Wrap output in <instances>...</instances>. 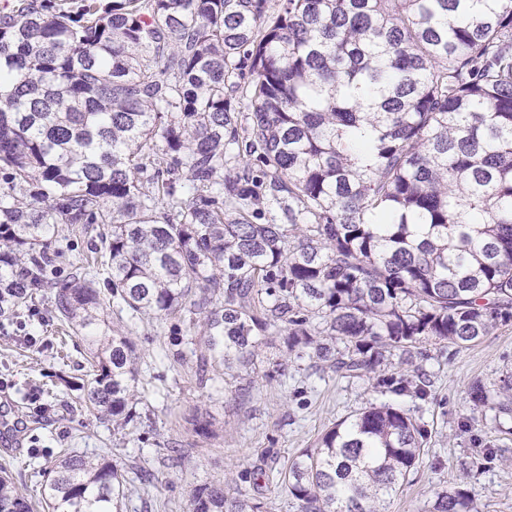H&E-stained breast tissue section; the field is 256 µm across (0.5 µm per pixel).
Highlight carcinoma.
<instances>
[{
  "mask_svg": "<svg viewBox=\"0 0 512 512\" xmlns=\"http://www.w3.org/2000/svg\"><path fill=\"white\" fill-rule=\"evenodd\" d=\"M61 224L108 226L112 300L177 319L226 373L306 357L424 399L390 358L512 322V0H4L0 316L55 289L88 338L80 412L124 428L136 347L89 272L53 277ZM470 400L512 416V375ZM427 440L370 403L279 480L296 512H389ZM49 471L37 501L1 474L0 512H122L118 462L64 449ZM272 510L222 480L189 503ZM430 512L479 510L457 487Z\"/></svg>",
  "mask_w": 512,
  "mask_h": 512,
  "instance_id": "cac0c4a2",
  "label": "carcinoma"
}]
</instances>
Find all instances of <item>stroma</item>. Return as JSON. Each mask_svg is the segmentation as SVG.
<instances>
[{"mask_svg":"<svg viewBox=\"0 0 512 512\" xmlns=\"http://www.w3.org/2000/svg\"><path fill=\"white\" fill-rule=\"evenodd\" d=\"M53 300V289H40L31 306L17 313L25 332L0 328V378L9 383L4 411L22 429L14 444L0 441V469L11 474L24 496L40 498L46 457L71 448L89 455L108 452L125 463L123 512H187L193 488L219 479L262 494L275 512H296L274 479L277 471L313 447L332 424L366 403L384 401L413 410L430 432L425 453L391 500L390 512H426L435 491L454 487L466 490L480 512H512V436L498 431L493 412L473 409L469 395L472 381L494 384L512 372V325L473 347H429L423 367L432 381L431 396L420 401L381 394L368 380L315 371L304 362L271 382L227 378L219 389L202 386L201 347L172 343L180 323L133 318L111 307L109 321L122 326L137 348V409L147 417L116 430L70 413L84 377L86 343L53 324ZM197 418L207 421V433L196 432ZM167 445L183 449L181 467L163 462L159 450ZM142 465L156 475L146 495L139 491Z\"/></svg>","mask_w":512,"mask_h":512,"instance_id":"1","label":"stroma"}]
</instances>
